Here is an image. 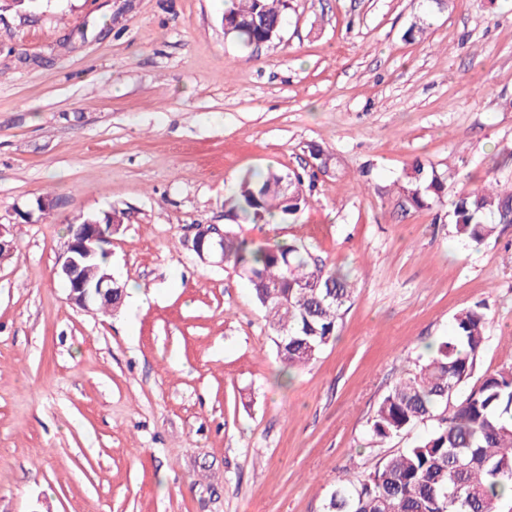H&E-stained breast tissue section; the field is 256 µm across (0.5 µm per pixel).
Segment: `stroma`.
Instances as JSON below:
<instances>
[{
    "label": "stroma",
    "instance_id": "35a3bbf8",
    "mask_svg": "<svg viewBox=\"0 0 512 512\" xmlns=\"http://www.w3.org/2000/svg\"><path fill=\"white\" fill-rule=\"evenodd\" d=\"M223 9L0 11V512H323L428 431L380 443L369 420L456 312L485 303L478 369L512 366V224L476 244L448 219L512 188V0H288L249 49ZM418 159L447 179L424 210L398 190ZM268 166L302 174L308 206L230 219V186ZM113 208L112 273L142 300L86 312L57 260L77 216ZM198 224L349 275L316 361L281 365L247 282L192 250Z\"/></svg>",
    "mask_w": 512,
    "mask_h": 512
}]
</instances>
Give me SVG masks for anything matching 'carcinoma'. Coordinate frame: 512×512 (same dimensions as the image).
Here are the masks:
<instances>
[{
    "mask_svg": "<svg viewBox=\"0 0 512 512\" xmlns=\"http://www.w3.org/2000/svg\"><path fill=\"white\" fill-rule=\"evenodd\" d=\"M287 8V0H225L224 17L234 24L230 36L249 48L279 37ZM445 189V178L421 162L405 172L400 185L415 209L431 207ZM308 203L301 175L268 168L242 178L230 211L254 224L274 217L288 222ZM511 213L512 191L489 184L460 195L450 222L479 244ZM219 250L265 311L282 364L306 366L336 338L352 303L347 274L327 267L301 244L252 247L228 226ZM486 324L478 306L458 312L453 335L389 390L370 420L375 440L424 422L432 423L430 431L367 477L338 480L324 512H502L512 502V367L471 382Z\"/></svg>",
    "mask_w": 512,
    "mask_h": 512,
    "instance_id": "1",
    "label": "carcinoma"
}]
</instances>
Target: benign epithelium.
Here are the masks:
<instances>
[{"mask_svg": "<svg viewBox=\"0 0 512 512\" xmlns=\"http://www.w3.org/2000/svg\"><path fill=\"white\" fill-rule=\"evenodd\" d=\"M116 224L88 222L73 228L71 236L58 257L60 277L68 287V301L85 311L94 308L112 309V288L117 283L110 270H100L93 260L106 242H111ZM224 238V231L215 224L196 227L195 239Z\"/></svg>", "mask_w": 512, "mask_h": 512, "instance_id": "benign-epithelium-1", "label": "benign epithelium"}]
</instances>
